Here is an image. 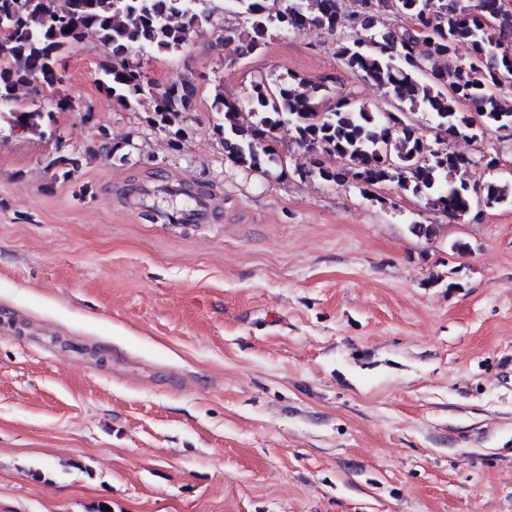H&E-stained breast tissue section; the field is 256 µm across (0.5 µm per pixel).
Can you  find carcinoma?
Returning a JSON list of instances; mask_svg holds the SVG:
<instances>
[{"label": "carcinoma", "instance_id": "obj_1", "mask_svg": "<svg viewBox=\"0 0 512 512\" xmlns=\"http://www.w3.org/2000/svg\"><path fill=\"white\" fill-rule=\"evenodd\" d=\"M199 0H0V120L9 128L44 133L53 113L17 104V91L33 80L46 86L62 82L59 52L91 34L110 49L112 62L101 67L103 91L124 108L153 102L151 122L167 129L179 124L196 94L193 80L182 75L162 86L139 69L126 66L132 50L169 52L183 48L192 33L214 25V15L198 8ZM243 17L245 29L216 28L215 45L236 44L240 57L258 53L274 32L311 26L332 35L344 34L337 55L343 66L373 86L389 89L396 112L422 107L432 114L436 130L432 147L413 121L386 118L352 102L336 91L337 78L311 83L299 76L252 85L250 102L260 116L255 125L239 120L237 104L214 99L222 115L217 130L226 157L240 167L261 171L278 162V134L298 146L344 160L339 168L316 167L303 172L325 182L356 183L368 190L384 183L429 203L450 219L512 202V182L488 179L469 183L455 179L473 161L442 147L452 137L476 139L484 131L512 124V104L494 90L512 88V30L501 40L489 36L472 13L488 15L502 0H356L359 10L341 11V0H228ZM390 9L425 30L418 38L412 28L397 25L371 32L376 13ZM466 43L471 54L461 66L432 70L426 63L452 59L456 46Z\"/></svg>", "mask_w": 512, "mask_h": 512}]
</instances>
